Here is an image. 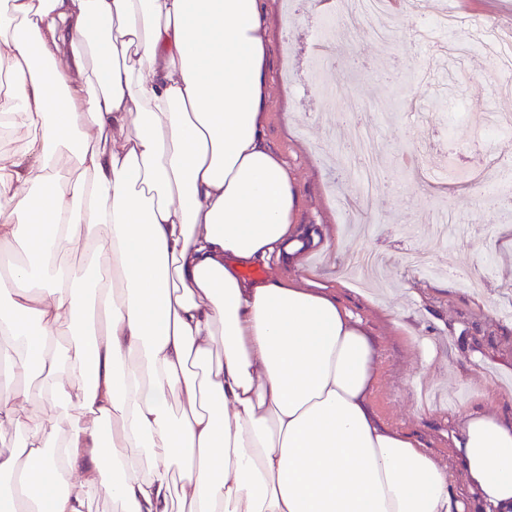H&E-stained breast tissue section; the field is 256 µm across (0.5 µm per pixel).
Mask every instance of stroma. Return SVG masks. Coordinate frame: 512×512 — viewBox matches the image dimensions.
I'll return each mask as SVG.
<instances>
[{
  "label": "stroma",
  "instance_id": "35a3bbf8",
  "mask_svg": "<svg viewBox=\"0 0 512 512\" xmlns=\"http://www.w3.org/2000/svg\"><path fill=\"white\" fill-rule=\"evenodd\" d=\"M267 2V142L294 173L300 224L356 230L345 246L311 254L309 277L342 288L381 346L371 394L381 422L417 434L464 491L451 442L473 402L470 379L494 387L501 415L512 420V209L443 171L452 155L467 167H512V134L485 126L488 114H512V98L495 96L505 75L470 34L480 23L512 20V0H402L389 40L377 37L374 16L349 22L351 0ZM442 8L458 25L422 49L416 33ZM443 98L469 104L468 119L434 111ZM348 99L358 108L351 121L341 111ZM363 122L377 132L382 161L366 210L357 205L349 150ZM411 249L430 268L408 269ZM353 251L380 254L382 284L349 273Z\"/></svg>",
  "mask_w": 512,
  "mask_h": 512
}]
</instances>
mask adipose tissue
Listing matches in <instances>:
<instances>
[{"label": "adipose tissue", "instance_id": "1", "mask_svg": "<svg viewBox=\"0 0 512 512\" xmlns=\"http://www.w3.org/2000/svg\"><path fill=\"white\" fill-rule=\"evenodd\" d=\"M270 44L265 0H0V123L26 133L0 245L28 247L0 271L6 512H463L374 415L360 316L303 274L321 232L265 137ZM473 392L452 453L479 512H512V422Z\"/></svg>", "mask_w": 512, "mask_h": 512}]
</instances>
